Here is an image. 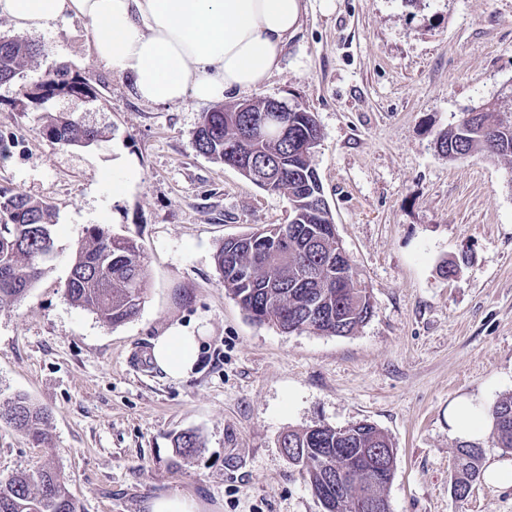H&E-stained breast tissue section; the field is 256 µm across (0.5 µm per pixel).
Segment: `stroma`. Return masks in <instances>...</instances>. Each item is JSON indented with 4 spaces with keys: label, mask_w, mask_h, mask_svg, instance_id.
<instances>
[{
    "label": "stroma",
    "mask_w": 512,
    "mask_h": 512,
    "mask_svg": "<svg viewBox=\"0 0 512 512\" xmlns=\"http://www.w3.org/2000/svg\"><path fill=\"white\" fill-rule=\"evenodd\" d=\"M28 38L41 53L0 83V188L54 206L57 250L25 298L0 307V405L25 394L49 424L37 445L0 421V480L60 469L81 512H144L172 493L203 512H322L279 441L366 420L397 449L391 512H512V488L482 481L453 499L461 440L448 425L459 396L512 394V159L436 147L512 84V0H304L280 71L246 95L306 107L320 127L324 195L374 308L351 336L253 322L220 284L224 239L287 223L289 203L197 150L211 103L138 99L90 55L83 19ZM62 65L97 98L22 97ZM62 114L101 138L51 142L42 127ZM94 224L145 250L146 301L116 327L65 295ZM178 322L203 335L194 375L133 363ZM185 430L202 446L184 460L173 438Z\"/></svg>",
    "instance_id": "1"
}]
</instances>
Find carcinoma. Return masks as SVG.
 I'll list each match as a JSON object with an SVG mask.
<instances>
[{
	"instance_id": "1",
	"label": "carcinoma",
	"mask_w": 512,
	"mask_h": 512,
	"mask_svg": "<svg viewBox=\"0 0 512 512\" xmlns=\"http://www.w3.org/2000/svg\"><path fill=\"white\" fill-rule=\"evenodd\" d=\"M41 47L21 35L0 37V83L13 80L24 63ZM22 96L42 106L60 95L96 97L84 81L65 67L46 74ZM242 104L218 105L202 113L195 132L198 151L224 163L228 152L241 155L238 172L258 187L288 195V223L259 228L230 238L214 255L219 281L249 319L284 332L310 331L327 336H350L371 318L370 292L359 277L336 235L331 210L313 156L303 144L318 132L313 113L295 106L280 114L288 134L272 127L266 138L254 144L248 127L254 110ZM44 135L64 146H89L100 131L71 116H59L44 126ZM439 150L450 159L480 153L490 159L512 157V112L498 103H483L472 121L442 131ZM53 205L34 201L20 192L0 190V304L24 298L44 273L43 256L55 252ZM288 239V246L282 240ZM144 249L137 240L119 237L95 224L73 252L65 293L76 306L96 314L115 327L136 317L145 303L148 269ZM490 437L498 448L512 450V394L503 396L490 409ZM48 413L17 395L0 411L5 421L40 443L45 440ZM292 448L290 463L319 500L332 504L335 512H359L366 496L385 498L392 482L397 450L391 439L366 420L346 427L315 425L286 434ZM173 446L181 457L201 447L192 430L174 436ZM385 451L381 470H376L366 450ZM483 448L463 442L457 449L451 476V495L467 497L471 485L481 478ZM358 472L359 482L336 494V469ZM0 512H78L68 490V477L58 469L36 475L17 474L0 481Z\"/></svg>"
}]
</instances>
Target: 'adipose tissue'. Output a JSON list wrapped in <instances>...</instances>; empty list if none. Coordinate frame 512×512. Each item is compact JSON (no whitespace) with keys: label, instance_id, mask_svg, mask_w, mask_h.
Returning <instances> with one entry per match:
<instances>
[{"label":"adipose tissue","instance_id":"adipose-tissue-1","mask_svg":"<svg viewBox=\"0 0 512 512\" xmlns=\"http://www.w3.org/2000/svg\"><path fill=\"white\" fill-rule=\"evenodd\" d=\"M302 9L303 0H0V17L20 33L86 19L95 61L153 104L219 102L257 88L279 71ZM199 351L194 330L178 324L152 342L155 363L174 380L195 371ZM448 419L466 442L490 424L473 396L453 400Z\"/></svg>","mask_w":512,"mask_h":512}]
</instances>
